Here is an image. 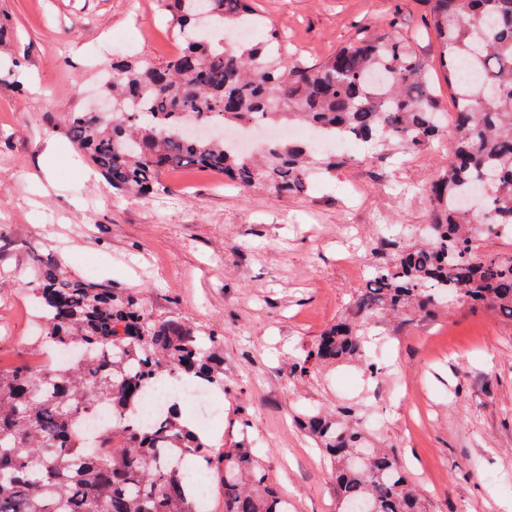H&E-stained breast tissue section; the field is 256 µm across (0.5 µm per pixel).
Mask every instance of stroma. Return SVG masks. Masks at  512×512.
Instances as JSON below:
<instances>
[{
  "label": "stroma",
  "instance_id": "35a3bbf8",
  "mask_svg": "<svg viewBox=\"0 0 512 512\" xmlns=\"http://www.w3.org/2000/svg\"><path fill=\"white\" fill-rule=\"evenodd\" d=\"M298 59L321 61L373 23L406 36L448 82L415 0H260ZM165 0H0V361L36 354V268L64 264L132 288L159 316L221 332L222 405L204 436L215 451L247 441L291 512H337L326 458L299 416L351 407L367 445L392 453L431 512H504L512 503V323L468 305L379 328L376 377L361 364L291 378L365 284L382 239L428 219L423 189L436 147L386 158L367 146L307 194L274 198L201 172L168 174V192L115 196L77 158L64 120L94 107L113 57L158 62L178 44Z\"/></svg>",
  "mask_w": 512,
  "mask_h": 512
}]
</instances>
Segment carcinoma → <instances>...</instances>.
<instances>
[{
    "instance_id": "carcinoma-1",
    "label": "carcinoma",
    "mask_w": 512,
    "mask_h": 512,
    "mask_svg": "<svg viewBox=\"0 0 512 512\" xmlns=\"http://www.w3.org/2000/svg\"><path fill=\"white\" fill-rule=\"evenodd\" d=\"M255 0H169L180 42L162 63H112V118L93 112L66 118L67 137L120 195L167 189L165 176L192 167L240 188L261 185L274 196L307 194L312 169L344 164L332 152L314 157L307 144L274 140L243 156L224 140L192 137L189 118L237 127L246 123L311 124L318 134L375 143L382 155L421 151L442 134L445 113L429 63L389 32L364 36L325 61L288 56L277 28ZM439 42L457 112L442 173L425 189L429 222L420 239L382 242V261L353 296V316L338 321L292 364L301 380L323 363L362 355L379 319L431 314L455 303L483 307L512 322V254L480 250L474 212L462 201L485 184L479 209L494 233L512 234V0H417ZM264 40L228 49L212 32L247 25ZM469 67L481 83H461ZM43 324L39 344L78 352L69 366L0 369V512H200L185 463L224 470V512H288L254 449L236 442L216 453L176 405L152 424L138 414L142 396L164 378L224 385L220 335L177 315L156 316L140 293L77 277L54 265L34 281ZM112 407V428L93 442L83 418ZM303 430L322 447L336 479L338 512H425L395 459L371 448L360 463L362 435L346 412L304 415Z\"/></svg>"
}]
</instances>
